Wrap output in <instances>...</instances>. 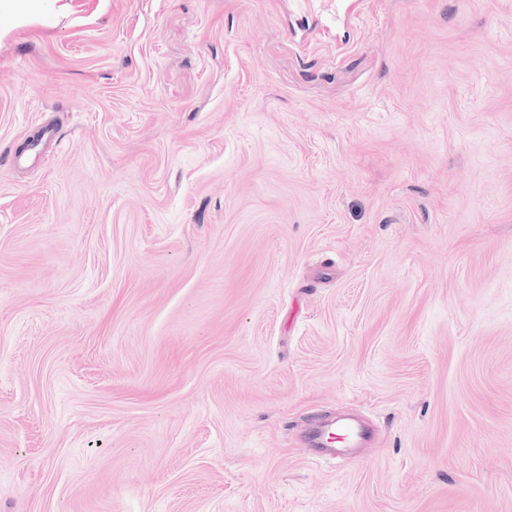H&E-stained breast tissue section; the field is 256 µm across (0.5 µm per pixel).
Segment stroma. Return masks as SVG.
Here are the masks:
<instances>
[{"instance_id":"35a3bbf8","label":"stroma","mask_w":512,"mask_h":512,"mask_svg":"<svg viewBox=\"0 0 512 512\" xmlns=\"http://www.w3.org/2000/svg\"><path fill=\"white\" fill-rule=\"evenodd\" d=\"M64 2L0 24V512H512V0ZM333 430L342 432L346 438L345 442L351 440L355 435V430H354L353 426L349 423H343V424L338 425L337 427H336V425L335 426L333 425V426L327 427L325 429L319 430L314 434V436H313L314 448H318L322 452L335 450L336 448L329 447V446H331L330 437L333 433H336Z\"/></svg>"}]
</instances>
